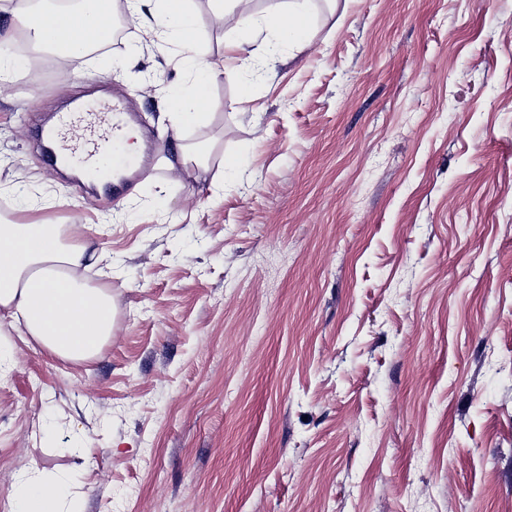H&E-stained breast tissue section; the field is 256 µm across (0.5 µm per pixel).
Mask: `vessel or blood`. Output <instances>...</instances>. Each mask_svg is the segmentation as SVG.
I'll list each match as a JSON object with an SVG mask.
<instances>
[{"instance_id":"obj_1","label":"vessel or blood","mask_w":512,"mask_h":512,"mask_svg":"<svg viewBox=\"0 0 512 512\" xmlns=\"http://www.w3.org/2000/svg\"><path fill=\"white\" fill-rule=\"evenodd\" d=\"M136 112L134 101L117 92L108 100L71 101L67 111L56 113L40 133L50 165L64 160L67 131L80 128L85 144L80 158L85 182L102 183L104 190L120 197L146 175L150 165L148 154L131 155L123 145Z\"/></svg>"}]
</instances>
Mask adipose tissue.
Here are the masks:
<instances>
[{
	"mask_svg": "<svg viewBox=\"0 0 512 512\" xmlns=\"http://www.w3.org/2000/svg\"><path fill=\"white\" fill-rule=\"evenodd\" d=\"M41 2L37 11L26 14L8 0H0V12L9 17L7 32L0 36V76L34 68L33 57L12 52L18 38L66 61L84 53L91 34L112 16V0H77L61 12L52 0ZM210 4L216 17L229 9L237 13L238 27L230 46L240 54H247L261 28L274 39L288 42L294 54L311 45L309 0H289L286 8L261 17L253 10V0H210ZM126 7L134 17L148 11L154 33L186 49L183 63L191 70L192 80L171 98L177 126L208 123L212 114L203 92L223 76L224 67L209 60L196 40L198 16L193 0H126ZM52 13L71 34L65 43H53L40 28V17ZM96 251L88 238L62 240L57 224L0 218V310L9 315L11 327H23L51 355L73 361L96 356L115 324L111 293L88 287L77 273Z\"/></svg>",
	"mask_w": 512,
	"mask_h": 512,
	"instance_id": "obj_1",
	"label": "adipose tissue"
}]
</instances>
